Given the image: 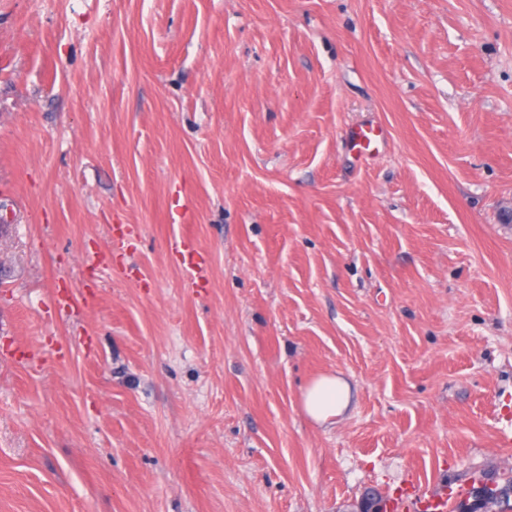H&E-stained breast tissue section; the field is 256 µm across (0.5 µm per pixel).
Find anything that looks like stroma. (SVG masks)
I'll list each match as a JSON object with an SVG mask.
<instances>
[{"label":"stroma","mask_w":512,"mask_h":512,"mask_svg":"<svg viewBox=\"0 0 512 512\" xmlns=\"http://www.w3.org/2000/svg\"><path fill=\"white\" fill-rule=\"evenodd\" d=\"M510 213L512 0H0V512L512 472ZM350 384L336 374L323 375L309 384L302 395V408L318 423L344 416L351 404Z\"/></svg>","instance_id":"35a3bbf8"}]
</instances>
